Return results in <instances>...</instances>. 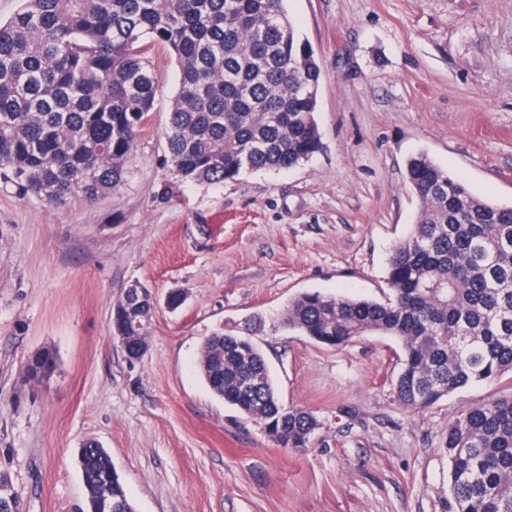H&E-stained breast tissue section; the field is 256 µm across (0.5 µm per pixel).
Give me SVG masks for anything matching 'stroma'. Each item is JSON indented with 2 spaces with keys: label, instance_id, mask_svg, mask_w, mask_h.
<instances>
[{
  "label": "stroma",
  "instance_id": "obj_1",
  "mask_svg": "<svg viewBox=\"0 0 512 512\" xmlns=\"http://www.w3.org/2000/svg\"><path fill=\"white\" fill-rule=\"evenodd\" d=\"M285 8L321 69L322 148L307 163L180 181L164 136L178 73L155 48L160 89L116 192L54 207L0 174V480L22 512H81L76 459L89 441L110 452L135 512H453L448 425L512 383L413 411L394 397L396 340L326 347L281 315L304 291L382 298L418 212L414 153L512 203V0ZM136 281L157 305L133 365L111 316ZM173 292L185 300L172 311ZM254 314L280 398L319 422L304 450L275 446L200 375L205 338ZM45 349L55 370L24 383L22 364Z\"/></svg>",
  "mask_w": 512,
  "mask_h": 512
}]
</instances>
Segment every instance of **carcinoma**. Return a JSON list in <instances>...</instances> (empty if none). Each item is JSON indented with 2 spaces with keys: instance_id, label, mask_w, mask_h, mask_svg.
<instances>
[{
  "instance_id": "1",
  "label": "carcinoma",
  "mask_w": 512,
  "mask_h": 512,
  "mask_svg": "<svg viewBox=\"0 0 512 512\" xmlns=\"http://www.w3.org/2000/svg\"><path fill=\"white\" fill-rule=\"evenodd\" d=\"M178 69L165 137L184 180L222 184L282 171L320 151V68L284 0H21L0 22V166L50 206L89 203L124 182L159 80L144 40ZM419 202L392 248L384 300L303 292L282 324L330 347L367 333L401 344L398 402L428 408L467 386L512 375V206L481 199L426 153L410 157ZM261 319L220 329L199 370L214 396L262 425L277 446L309 447L319 423L285 406L251 337ZM457 512H512V394L448 425ZM86 512H134L110 453H78Z\"/></svg>"
}]
</instances>
